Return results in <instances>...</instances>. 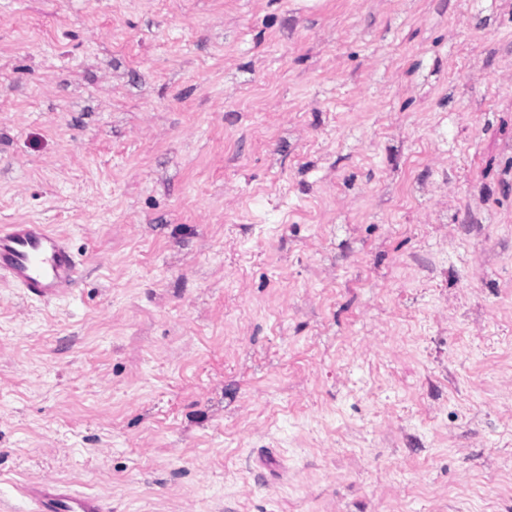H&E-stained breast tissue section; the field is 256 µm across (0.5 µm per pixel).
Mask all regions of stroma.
Masks as SVG:
<instances>
[{"instance_id":"obj_1","label":"stroma","mask_w":512,"mask_h":512,"mask_svg":"<svg viewBox=\"0 0 512 512\" xmlns=\"http://www.w3.org/2000/svg\"><path fill=\"white\" fill-rule=\"evenodd\" d=\"M0 512H512V0H0ZM79 264L65 240L44 224L0 226V274L8 275L34 300L68 296ZM23 494L35 506L33 512H108L99 496L78 491L55 480H40L23 487Z\"/></svg>"}]
</instances>
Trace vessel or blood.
<instances>
[{
  "label": "vessel or blood",
  "mask_w": 512,
  "mask_h": 512,
  "mask_svg": "<svg viewBox=\"0 0 512 512\" xmlns=\"http://www.w3.org/2000/svg\"><path fill=\"white\" fill-rule=\"evenodd\" d=\"M79 262L65 240L43 224L0 226V274L8 275L32 299L51 302L68 296ZM24 495L33 512H109L99 496L72 485L40 480L27 484Z\"/></svg>",
  "instance_id": "b4317fda"
}]
</instances>
